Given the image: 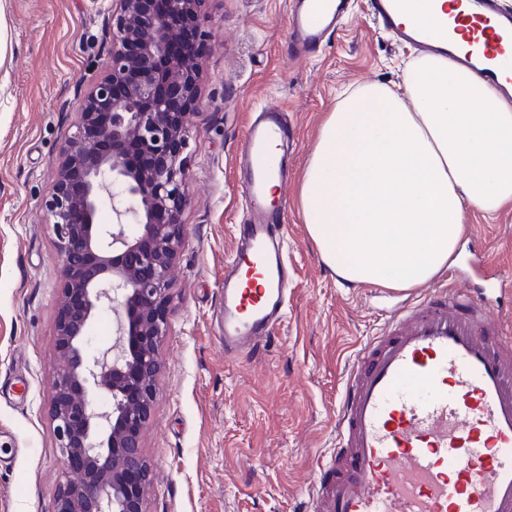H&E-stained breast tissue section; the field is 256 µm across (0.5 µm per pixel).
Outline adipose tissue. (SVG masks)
<instances>
[{
    "label": "adipose tissue",
    "mask_w": 512,
    "mask_h": 512,
    "mask_svg": "<svg viewBox=\"0 0 512 512\" xmlns=\"http://www.w3.org/2000/svg\"><path fill=\"white\" fill-rule=\"evenodd\" d=\"M404 84L341 99L301 181L309 236L350 283L419 286L447 266L465 209L512 205V102L437 56Z\"/></svg>",
    "instance_id": "1"
}]
</instances>
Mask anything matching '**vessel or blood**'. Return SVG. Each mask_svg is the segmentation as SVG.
<instances>
[{
    "mask_svg": "<svg viewBox=\"0 0 512 512\" xmlns=\"http://www.w3.org/2000/svg\"><path fill=\"white\" fill-rule=\"evenodd\" d=\"M397 43L449 55L512 89V9L464 0L430 28L405 23L408 0H368ZM349 0H294L291 56L314 53L344 21ZM470 48L460 51V38ZM286 118L262 109L239 160L248 217L224 267V353L251 351L281 322L290 280L283 254L285 182L277 152ZM306 512H512V334L485 297L442 287L402 300L383 332L350 362L336 412V448L320 462Z\"/></svg>",
    "mask_w": 512,
    "mask_h": 512,
    "instance_id": "1",
    "label": "vessel or blood"
}]
</instances>
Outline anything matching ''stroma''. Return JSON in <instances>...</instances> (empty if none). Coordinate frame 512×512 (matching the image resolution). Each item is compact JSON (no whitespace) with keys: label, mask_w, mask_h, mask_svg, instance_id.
<instances>
[{"label":"stroma","mask_w":512,"mask_h":512,"mask_svg":"<svg viewBox=\"0 0 512 512\" xmlns=\"http://www.w3.org/2000/svg\"><path fill=\"white\" fill-rule=\"evenodd\" d=\"M292 0H207L201 104L189 118L185 241L169 291V334L143 454L154 480L145 512H304L353 356L382 328L400 291L353 286L321 259L298 188L339 95L369 84L403 93L418 58L352 0L342 27L307 58L288 55ZM112 0H0V512H52L61 480L51 421L61 261L42 200L75 130L77 108L106 71ZM267 106L293 128L285 220L286 315L246 357L224 355L220 308L235 227L246 218L238 147ZM454 286L485 294L512 323V205L464 213Z\"/></svg>","instance_id":"obj_1"}]
</instances>
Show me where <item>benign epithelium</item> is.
Here are the masks:
<instances>
[{"mask_svg":"<svg viewBox=\"0 0 512 512\" xmlns=\"http://www.w3.org/2000/svg\"><path fill=\"white\" fill-rule=\"evenodd\" d=\"M206 2L112 0L107 71L79 103L44 199L62 262L52 420L64 470L76 476L58 486L54 512H144L142 435L188 204ZM104 192L113 224L98 222ZM106 306L123 318L114 343L97 347L89 329Z\"/></svg>","mask_w":512,"mask_h":512,"instance_id":"1","label":"benign epithelium"}]
</instances>
